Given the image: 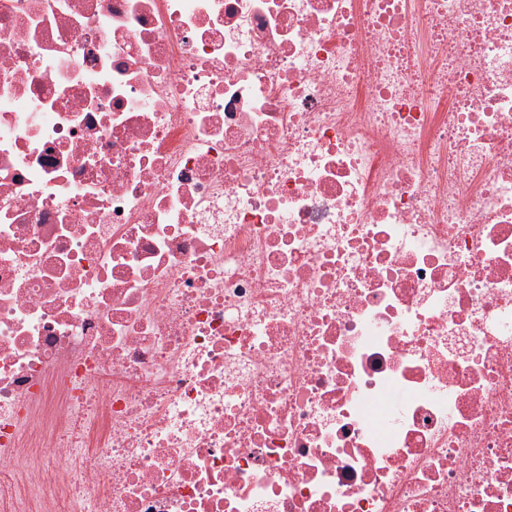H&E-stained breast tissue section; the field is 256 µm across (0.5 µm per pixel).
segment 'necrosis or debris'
Masks as SVG:
<instances>
[{
	"mask_svg": "<svg viewBox=\"0 0 512 512\" xmlns=\"http://www.w3.org/2000/svg\"><path fill=\"white\" fill-rule=\"evenodd\" d=\"M0 512H512V0H0Z\"/></svg>",
	"mask_w": 512,
	"mask_h": 512,
	"instance_id": "obj_1",
	"label": "necrosis or debris"
}]
</instances>
